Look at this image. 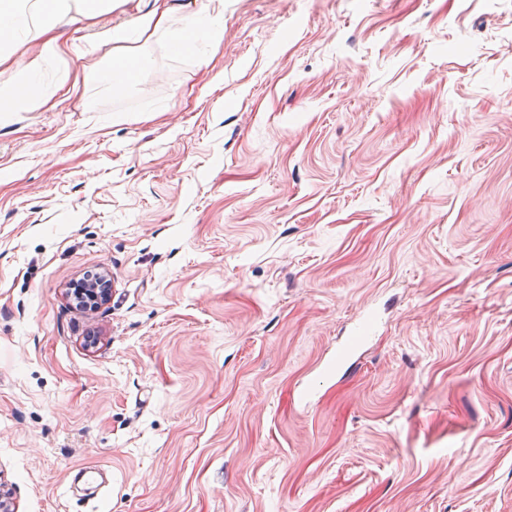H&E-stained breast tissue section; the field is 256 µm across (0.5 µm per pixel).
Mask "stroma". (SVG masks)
I'll return each mask as SVG.
<instances>
[{
    "instance_id": "1",
    "label": "stroma",
    "mask_w": 512,
    "mask_h": 512,
    "mask_svg": "<svg viewBox=\"0 0 512 512\" xmlns=\"http://www.w3.org/2000/svg\"><path fill=\"white\" fill-rule=\"evenodd\" d=\"M135 11L0 113L18 512H512V0H224L106 90Z\"/></svg>"
}]
</instances>
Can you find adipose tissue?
<instances>
[{
	"mask_svg": "<svg viewBox=\"0 0 512 512\" xmlns=\"http://www.w3.org/2000/svg\"><path fill=\"white\" fill-rule=\"evenodd\" d=\"M121 0H0V67L9 74L0 87V112H21L47 106L51 95L29 97L27 89L40 82L46 62L74 51L66 30L69 20L89 21L115 10ZM224 20L223 0H164L129 24H119L108 35L116 56L131 44L142 47L137 54L140 67H147L144 47L155 38L174 36L176 25L191 35L190 48L209 45L220 38Z\"/></svg>",
	"mask_w": 512,
	"mask_h": 512,
	"instance_id": "1",
	"label": "adipose tissue"
}]
</instances>
